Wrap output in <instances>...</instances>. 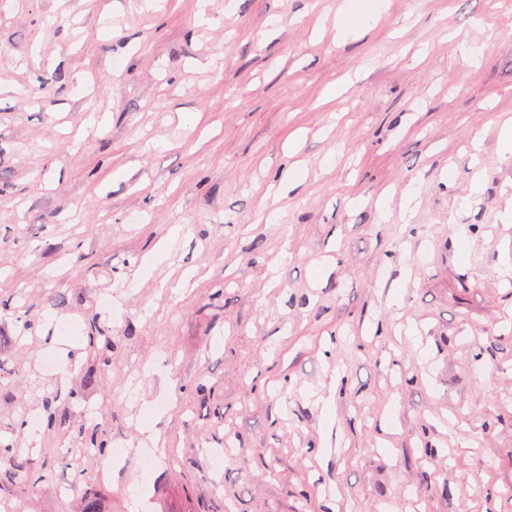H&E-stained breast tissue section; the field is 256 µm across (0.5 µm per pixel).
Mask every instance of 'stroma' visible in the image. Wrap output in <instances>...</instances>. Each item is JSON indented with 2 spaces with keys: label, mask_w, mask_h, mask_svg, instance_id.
<instances>
[{
  "label": "stroma",
  "mask_w": 512,
  "mask_h": 512,
  "mask_svg": "<svg viewBox=\"0 0 512 512\" xmlns=\"http://www.w3.org/2000/svg\"><path fill=\"white\" fill-rule=\"evenodd\" d=\"M341 2L0 14V512H512V0Z\"/></svg>",
  "instance_id": "1"
}]
</instances>
